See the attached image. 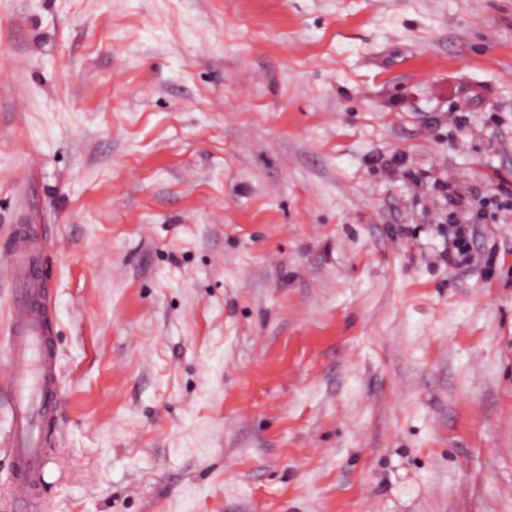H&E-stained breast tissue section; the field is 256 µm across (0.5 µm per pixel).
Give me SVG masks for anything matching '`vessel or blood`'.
Returning a JSON list of instances; mask_svg holds the SVG:
<instances>
[{"label":"vessel or blood","mask_w":512,"mask_h":512,"mask_svg":"<svg viewBox=\"0 0 512 512\" xmlns=\"http://www.w3.org/2000/svg\"><path fill=\"white\" fill-rule=\"evenodd\" d=\"M43 279V268L16 267L9 336L0 347V358L8 365L13 412L9 448L19 485L20 512L32 508L30 490L44 451V422L57 407L53 338Z\"/></svg>","instance_id":"obj_1"}]
</instances>
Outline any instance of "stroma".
<instances>
[{
    "mask_svg": "<svg viewBox=\"0 0 512 512\" xmlns=\"http://www.w3.org/2000/svg\"><path fill=\"white\" fill-rule=\"evenodd\" d=\"M20 224L40 512H512V0H0V343ZM448 208V219L454 225L480 224L483 217L484 202L472 190L463 188L459 183L434 178ZM450 246L448 252L441 255L444 263L451 267H457L463 262L472 260V236L461 226L453 227L449 234Z\"/></svg>",
    "mask_w": 512,
    "mask_h": 512,
    "instance_id": "35a3bbf8",
    "label": "stroma"
}]
</instances>
